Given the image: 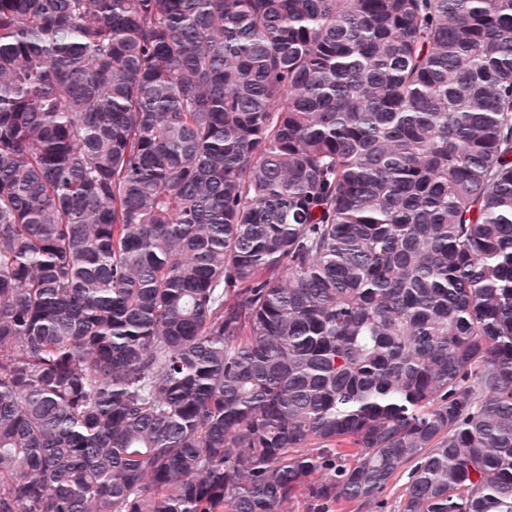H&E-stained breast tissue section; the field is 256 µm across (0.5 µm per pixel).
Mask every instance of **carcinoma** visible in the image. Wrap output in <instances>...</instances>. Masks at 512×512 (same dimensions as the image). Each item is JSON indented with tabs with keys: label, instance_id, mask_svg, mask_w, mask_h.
<instances>
[{
	"label": "carcinoma",
	"instance_id": "1",
	"mask_svg": "<svg viewBox=\"0 0 512 512\" xmlns=\"http://www.w3.org/2000/svg\"><path fill=\"white\" fill-rule=\"evenodd\" d=\"M512 512V0H0V512ZM409 480V469H404L397 473L395 477L390 481L386 492L383 494L387 508L385 512H393L395 507L398 505L401 495Z\"/></svg>",
	"mask_w": 512,
	"mask_h": 512
}]
</instances>
